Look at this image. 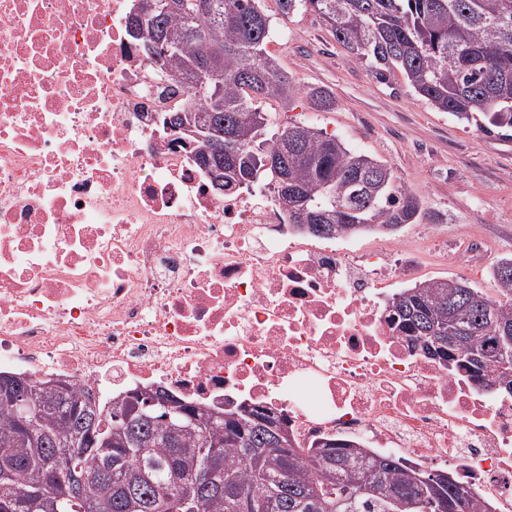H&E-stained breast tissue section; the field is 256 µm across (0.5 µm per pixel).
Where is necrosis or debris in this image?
Instances as JSON below:
<instances>
[{"label":"necrosis or debris","mask_w":512,"mask_h":512,"mask_svg":"<svg viewBox=\"0 0 512 512\" xmlns=\"http://www.w3.org/2000/svg\"><path fill=\"white\" fill-rule=\"evenodd\" d=\"M131 0H0V371L97 400L161 385L284 412L302 443L454 468L512 512V399L389 318L401 243L314 241L266 190L217 192L154 121L190 105Z\"/></svg>","instance_id":"necrosis-or-debris-1"}]
</instances>
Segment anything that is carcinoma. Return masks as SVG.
I'll use <instances>...</instances> for the list:
<instances>
[{
	"label": "carcinoma",
	"mask_w": 512,
	"mask_h": 512,
	"mask_svg": "<svg viewBox=\"0 0 512 512\" xmlns=\"http://www.w3.org/2000/svg\"><path fill=\"white\" fill-rule=\"evenodd\" d=\"M261 0H170L130 11L127 31L143 45L163 40L167 54L146 53L162 72L181 77L201 108L165 113L162 124L212 128L228 135L222 151L196 141L191 156L220 191L265 185L288 215L326 239L392 232L427 217L420 198L381 161L334 134L289 122L269 132L260 107L287 109L300 95L320 111L336 98L326 88L302 91L266 53L270 16ZM287 17L312 10L338 43L380 80L401 77L434 109L460 120L479 112L512 129V0H277ZM512 257L493 269L498 297L459 279L425 281L389 300L398 328L415 347L470 379L512 398ZM26 382L31 413L0 392V512H489L461 482L362 444L330 438L308 448L288 417L258 419L249 407L226 408L195 423L182 417L168 434L162 412L146 420L127 392L109 405L69 381L62 392ZM122 413L116 422L113 414ZM84 477L83 499L66 498L56 477Z\"/></svg>",
	"instance_id": "obj_1"
}]
</instances>
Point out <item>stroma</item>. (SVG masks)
I'll use <instances>...</instances> for the list:
<instances>
[{
	"mask_svg": "<svg viewBox=\"0 0 512 512\" xmlns=\"http://www.w3.org/2000/svg\"><path fill=\"white\" fill-rule=\"evenodd\" d=\"M264 7L272 17L267 51L295 83L327 88L336 98L327 112L304 100L286 110L264 103L274 124L296 120L326 129L391 166L428 213L393 234L412 244L404 260L417 281L461 277L496 295L491 269L512 256V130H482L435 110L402 80L376 79L313 11L284 17L276 0H264Z\"/></svg>",
	"mask_w": 512,
	"mask_h": 512,
	"instance_id": "1",
	"label": "stroma"
}]
</instances>
